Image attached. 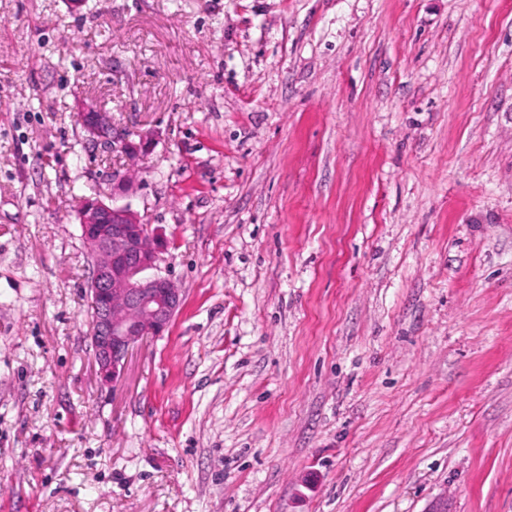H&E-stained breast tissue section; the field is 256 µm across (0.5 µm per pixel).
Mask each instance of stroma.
<instances>
[{
	"label": "stroma",
	"mask_w": 512,
	"mask_h": 512,
	"mask_svg": "<svg viewBox=\"0 0 512 512\" xmlns=\"http://www.w3.org/2000/svg\"><path fill=\"white\" fill-rule=\"evenodd\" d=\"M182 294L93 365L83 197ZM512 512V0H0V512Z\"/></svg>",
	"instance_id": "stroma-1"
}]
</instances>
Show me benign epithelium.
<instances>
[{
    "instance_id": "1",
    "label": "benign epithelium",
    "mask_w": 512,
    "mask_h": 512,
    "mask_svg": "<svg viewBox=\"0 0 512 512\" xmlns=\"http://www.w3.org/2000/svg\"><path fill=\"white\" fill-rule=\"evenodd\" d=\"M77 121L89 141L129 162L125 172H112V196L132 193L134 166L148 153L151 137L145 133L134 140L116 129L112 113L93 99L79 101ZM77 219L92 259L88 296L96 373L102 384H114L134 346L168 328L182 297L157 273L160 245L137 212L88 196Z\"/></svg>"
}]
</instances>
